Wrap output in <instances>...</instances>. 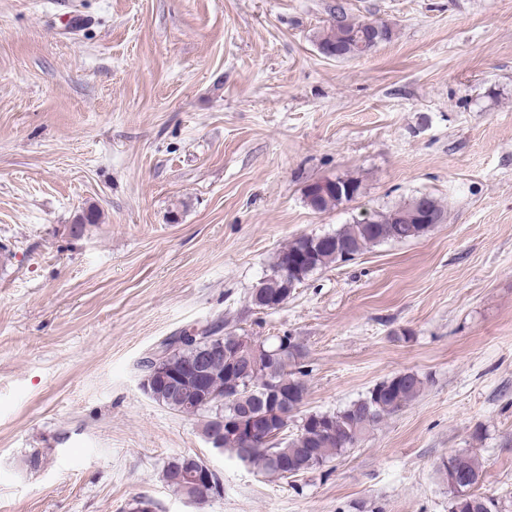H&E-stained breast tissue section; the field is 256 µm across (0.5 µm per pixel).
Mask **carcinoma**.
<instances>
[{
	"mask_svg": "<svg viewBox=\"0 0 512 512\" xmlns=\"http://www.w3.org/2000/svg\"><path fill=\"white\" fill-rule=\"evenodd\" d=\"M366 33L369 48L392 36V29L385 23L377 27L370 22L351 17L341 3L333 6L332 19L317 39L319 52L340 47L345 57L352 58L353 37L356 33ZM360 183L353 178L338 177L329 183L324 191H317L309 185L305 191L307 204L317 212L328 211L343 202L357 197ZM417 197L388 211L373 216V224H344L335 232L317 236L310 240L305 236L288 241L275 254L270 266L271 273L260 280L251 297L263 294L269 298L278 297L302 284L311 274L327 268L339 261H348L364 253L379 243L408 241L427 233L430 224H393L392 215L410 211ZM295 267L293 278L281 279L279 271L285 266ZM290 337L277 336L271 344L259 343V358L265 352L281 350L282 358L279 370L269 378L258 371L250 380V386L240 384L241 377L237 369L217 357L209 363V392L216 393L219 399L199 406L191 411L193 415L209 414L202 433L213 426L214 419L222 414L226 417L250 410L257 415H269L276 418L279 404L275 399L265 398L270 382L288 381L286 388H292L299 380L302 370L299 359L302 347L288 348ZM200 355V347L188 345L172 352L169 363L184 367L193 365ZM424 379L415 372H400L376 384L368 393L333 413H312L304 416L298 427V433L282 443L274 440L267 445L249 450V463L259 466L262 471L276 478L284 477L278 462L288 461L291 475L307 473L319 469L327 463L341 458L350 449L357 446L370 429L379 425L383 419L413 401L424 387ZM461 467L468 476L469 483L460 489L448 488V512H499V503L490 496L477 492L481 482L482 469L478 459L470 453H457L449 457V463L443 464L441 472L448 475L449 467Z\"/></svg>",
	"mask_w": 512,
	"mask_h": 512,
	"instance_id": "carcinoma-1",
	"label": "carcinoma"
}]
</instances>
